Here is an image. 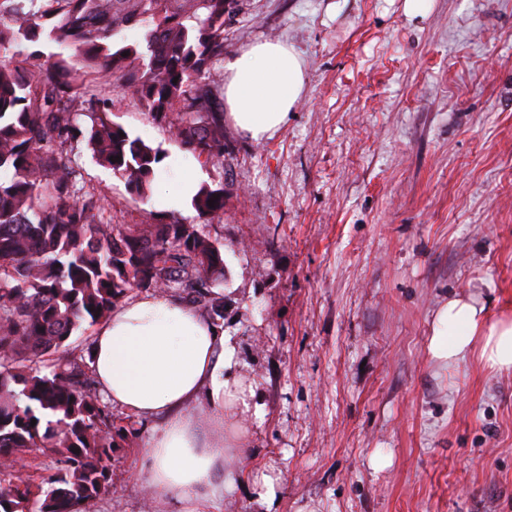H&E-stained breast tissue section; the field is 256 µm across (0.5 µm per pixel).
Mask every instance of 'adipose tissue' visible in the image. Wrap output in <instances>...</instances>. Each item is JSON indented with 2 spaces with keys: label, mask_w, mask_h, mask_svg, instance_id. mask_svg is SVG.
I'll list each match as a JSON object with an SVG mask.
<instances>
[{
  "label": "adipose tissue",
  "mask_w": 512,
  "mask_h": 512,
  "mask_svg": "<svg viewBox=\"0 0 512 512\" xmlns=\"http://www.w3.org/2000/svg\"><path fill=\"white\" fill-rule=\"evenodd\" d=\"M228 117L252 139L272 136L304 89L303 60L283 41L254 44L224 61ZM170 176L156 206L178 209L200 188L181 155L162 161ZM429 352L443 367L479 354L494 371L512 372V316L490 319L474 294L449 296L431 322ZM90 349L98 388L113 407L154 423L145 484L159 507L216 512L234 485L224 464L228 412L248 413L252 390L232 380L235 348L223 328L176 296L141 294L116 306L97 327ZM204 405L207 419L194 409Z\"/></svg>",
  "instance_id": "1"
}]
</instances>
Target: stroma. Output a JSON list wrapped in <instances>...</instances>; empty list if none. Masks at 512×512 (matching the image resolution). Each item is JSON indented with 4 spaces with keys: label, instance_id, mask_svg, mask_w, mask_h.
I'll list each match as a JSON object with an SVG mask.
<instances>
[{
    "label": "stroma",
    "instance_id": "stroma-1",
    "mask_svg": "<svg viewBox=\"0 0 512 512\" xmlns=\"http://www.w3.org/2000/svg\"><path fill=\"white\" fill-rule=\"evenodd\" d=\"M265 40L304 62L285 125L228 123L222 162L185 158L224 188L220 323L259 407L230 433L218 512H512V373L427 353L449 295L512 313V0H243L225 54ZM111 119L180 150L132 97ZM76 159L113 223H199ZM112 417L132 435L95 512H158L151 427Z\"/></svg>",
    "mask_w": 512,
    "mask_h": 512
}]
</instances>
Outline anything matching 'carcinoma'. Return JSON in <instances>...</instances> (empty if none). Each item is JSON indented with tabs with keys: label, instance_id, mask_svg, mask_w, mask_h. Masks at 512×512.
Segmentation results:
<instances>
[{
	"label": "carcinoma",
	"instance_id": "cac0c4a2",
	"mask_svg": "<svg viewBox=\"0 0 512 512\" xmlns=\"http://www.w3.org/2000/svg\"><path fill=\"white\" fill-rule=\"evenodd\" d=\"M237 3L0 0V53L10 55L0 62V512H89L112 494L109 462L126 434L90 362L66 348L74 333L133 288L180 291L223 313L212 291L224 278L221 245L197 224L112 223L110 203L84 188L74 145L149 199L162 155L112 121L114 100L97 94L110 87L199 162L224 160L220 70ZM135 26L142 38L129 43L124 31ZM40 42L70 54L22 49ZM192 203L219 224L224 187L203 186ZM30 448L50 465L23 475L15 462Z\"/></svg>",
	"mask_w": 512,
	"mask_h": 512
}]
</instances>
